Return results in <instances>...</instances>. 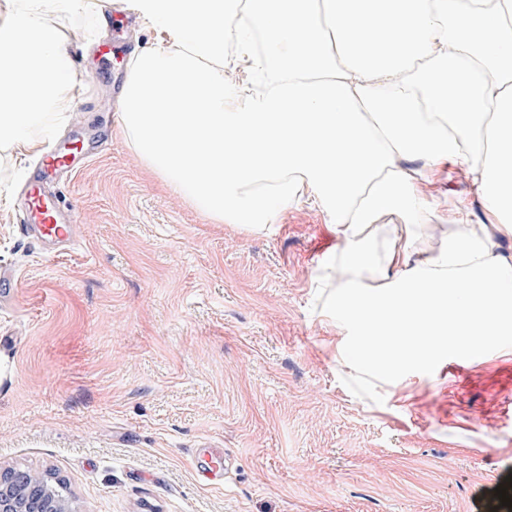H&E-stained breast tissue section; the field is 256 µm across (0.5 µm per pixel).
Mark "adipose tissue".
<instances>
[{
	"label": "adipose tissue",
	"instance_id": "adipose-tissue-1",
	"mask_svg": "<svg viewBox=\"0 0 512 512\" xmlns=\"http://www.w3.org/2000/svg\"><path fill=\"white\" fill-rule=\"evenodd\" d=\"M95 0H0V150L14 163L73 111L83 78L48 14ZM152 35L132 54L119 125L142 162L220 224L266 229L318 206L347 242L332 312L357 367L467 357L512 333V0H135ZM460 174L484 211L455 209L438 253L411 236ZM413 265L403 287L391 271ZM376 287H368V280Z\"/></svg>",
	"mask_w": 512,
	"mask_h": 512
}]
</instances>
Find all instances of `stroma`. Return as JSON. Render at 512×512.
<instances>
[{"instance_id":"obj_1","label":"stroma","mask_w":512,"mask_h":512,"mask_svg":"<svg viewBox=\"0 0 512 512\" xmlns=\"http://www.w3.org/2000/svg\"><path fill=\"white\" fill-rule=\"evenodd\" d=\"M75 44L83 123L107 141L59 186L81 238L58 254L0 181V468L64 481L76 512H512V335L462 358L357 371L336 318L345 248L310 203L245 234L216 224L118 133L131 47ZM199 448L224 455L209 479Z\"/></svg>"}]
</instances>
